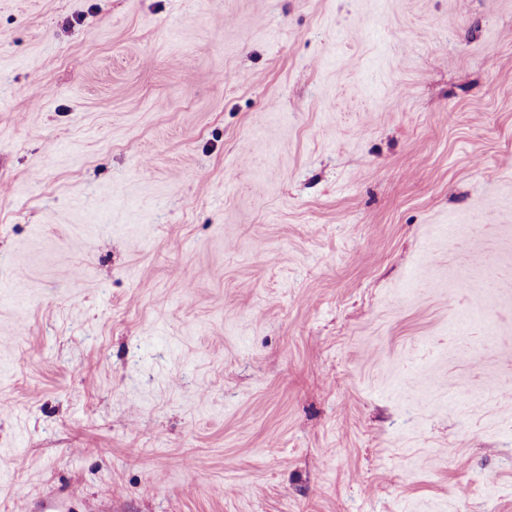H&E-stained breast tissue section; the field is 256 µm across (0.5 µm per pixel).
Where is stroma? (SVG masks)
I'll return each mask as SVG.
<instances>
[{
	"label": "stroma",
	"mask_w": 512,
	"mask_h": 512,
	"mask_svg": "<svg viewBox=\"0 0 512 512\" xmlns=\"http://www.w3.org/2000/svg\"><path fill=\"white\" fill-rule=\"evenodd\" d=\"M1 397L0 512H512V0H0Z\"/></svg>",
	"instance_id": "obj_1"
}]
</instances>
